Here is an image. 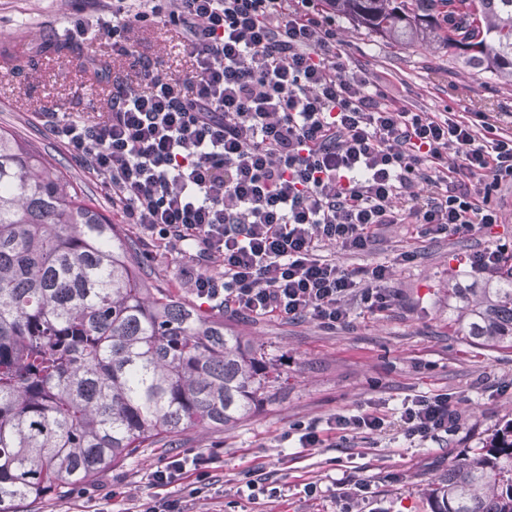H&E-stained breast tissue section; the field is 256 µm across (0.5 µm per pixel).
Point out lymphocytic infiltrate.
Wrapping results in <instances>:
<instances>
[{"label":"lymphocytic infiltrate","instance_id":"1","mask_svg":"<svg viewBox=\"0 0 512 512\" xmlns=\"http://www.w3.org/2000/svg\"><path fill=\"white\" fill-rule=\"evenodd\" d=\"M143 23L180 28L191 72L163 77L141 62L144 90L113 80L103 124L53 131L151 241L195 247L183 274L199 299L333 327L351 295L386 307L390 268L350 270L325 247L363 250L384 224L427 236L498 223L512 136L387 103L347 71L318 0H112L100 29L127 57V33ZM458 421L447 397L421 396L399 427L424 442Z\"/></svg>","mask_w":512,"mask_h":512}]
</instances>
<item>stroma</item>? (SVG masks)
I'll return each instance as SVG.
<instances>
[{
	"instance_id": "obj_1",
	"label": "stroma",
	"mask_w": 512,
	"mask_h": 512,
	"mask_svg": "<svg viewBox=\"0 0 512 512\" xmlns=\"http://www.w3.org/2000/svg\"><path fill=\"white\" fill-rule=\"evenodd\" d=\"M111 16L112 0H0V128L38 150L120 225L153 287L223 318L280 372L274 394L237 427H192L176 438L173 452L212 454L219 466L205 492L181 484L168 487L167 495L183 499L187 512H430L428 481L447 474L449 461L482 447L512 419V350L458 333L448 298L449 282L483 279L472 264L475 252L488 247L512 254V183L500 186L494 198L499 222L489 228L421 237L412 225L386 224L365 250L337 254L351 269L390 266L392 299L385 310L369 313L352 299L347 322L328 328L308 316L255 318L205 306L181 275L187 255L146 244L113 207L102 177L50 131L55 117L105 121L113 77L138 85L137 59L150 60L163 76L190 70L182 33L173 26L134 29L133 54L126 58L113 56L107 36L84 41L69 34L74 20L93 29ZM335 23L347 68L364 73L390 100L471 121L483 113L512 134V83L478 74L440 45L400 46L344 17ZM420 395L457 402V428L415 443L394 424L378 435L345 438L332 428L336 414L376 409L390 416ZM299 424L315 426L323 446L292 447L289 436ZM165 459L160 451H145L76 485L66 500L36 504L33 512H134L152 493L148 472ZM258 466L283 496L250 494L247 483ZM351 476L368 484L365 500L341 499ZM309 483L316 494L306 493Z\"/></svg>"
}]
</instances>
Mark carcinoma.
I'll return each mask as SVG.
<instances>
[{"label": "carcinoma", "mask_w": 512, "mask_h": 512, "mask_svg": "<svg viewBox=\"0 0 512 512\" xmlns=\"http://www.w3.org/2000/svg\"><path fill=\"white\" fill-rule=\"evenodd\" d=\"M380 38L512 80V0H320ZM458 330L512 348V256L448 289ZM279 372L224 320L153 288L121 230L0 129V512L59 499L192 426L224 430ZM431 512H512V421L427 487Z\"/></svg>", "instance_id": "obj_1"}]
</instances>
